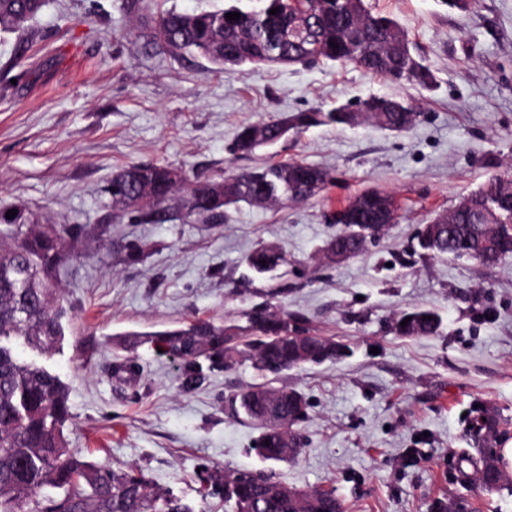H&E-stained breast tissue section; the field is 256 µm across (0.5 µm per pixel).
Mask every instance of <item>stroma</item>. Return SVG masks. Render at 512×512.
Segmentation results:
<instances>
[{
    "label": "stroma",
    "mask_w": 512,
    "mask_h": 512,
    "mask_svg": "<svg viewBox=\"0 0 512 512\" xmlns=\"http://www.w3.org/2000/svg\"><path fill=\"white\" fill-rule=\"evenodd\" d=\"M228 0H48L0 33V211L22 204L80 239L58 278L71 321L45 361L70 387L71 447L141 471L194 512H224L204 479L228 470L274 474L289 487L334 491L345 512H512V490L488 494L455 469L477 413L512 424V256L485 265L424 254L425 224L512 166V0H364L391 16L433 76L396 84L352 64L248 65L217 73L155 38L158 15ZM411 103L403 132L361 121L318 125L268 150L232 153L239 128L371 96ZM330 175L300 203L229 208L207 223L116 218L105 188L131 164L168 163L207 182L271 161ZM390 193L398 218L358 256H324L333 215L368 188ZM280 247L287 266L256 278L246 256ZM271 305L303 316L349 356L277 375L251 359L192 367L131 334L198 320L248 327ZM436 309L439 334L405 337L394 318ZM308 400L289 462L263 460L257 427L235 395L261 383Z\"/></svg>",
    "instance_id": "35a3bbf8"
}]
</instances>
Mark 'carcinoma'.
Returning a JSON list of instances; mask_svg holds the SVG:
<instances>
[{
    "mask_svg": "<svg viewBox=\"0 0 512 512\" xmlns=\"http://www.w3.org/2000/svg\"><path fill=\"white\" fill-rule=\"evenodd\" d=\"M47 0H0V30L16 31L38 16ZM277 9V14L269 10ZM236 12L237 20L225 15ZM317 20L314 35L297 42L286 39L298 16ZM157 38L174 53H196L215 69L245 64L272 65L273 48L293 55L292 64L326 60L350 63L365 72L395 82L426 86L429 69L413 54L407 34L396 21L366 9L364 0H231L223 9L200 12L168 11L156 22ZM403 114L393 108V99L370 97L360 107H336L294 113L286 118L248 123L241 127L234 152L250 155L257 151L254 130L264 126L273 131L284 126L298 135L318 124L353 125L363 119L389 131H403ZM177 168L167 164H132L112 176L107 193L112 208L132 210L145 224L163 220L176 207L188 214L217 221L224 210L241 202L256 207L301 202L315 196L307 191L312 180L325 186L328 175L322 169L298 161L275 162L218 181L186 186L184 176L174 177ZM512 186V176H494L464 197L466 210L448 211L451 225L439 226L437 242L419 241L422 250L435 257L473 258L494 264L512 254V240L498 238L493 224L474 221L481 199L503 186ZM364 210L354 218L343 207L336 211L337 224H367L389 206V194L378 189L361 192ZM0 512H194L171 492L154 489L133 468H113L88 461L81 451L67 446L64 428L70 420L69 390L61 377L36 360L20 357L17 347L25 346L41 355L60 350L69 325L67 309L57 296V275L67 261L73 242L65 239L68 228L52 225V218L25 207L8 219L0 212ZM248 266L265 274L287 263L275 246L251 252ZM406 325H401L405 318ZM441 316L430 309L403 312L394 322L400 336H433ZM251 337H226L224 329L207 321L147 334V340L163 354L186 364L200 357L219 355L231 367L248 354L261 371L278 374L303 367L294 355L289 331L304 335L313 357L311 364L336 360L323 354L329 345L339 352L347 346L314 336L303 327V319L284 311L263 307L249 313ZM279 394L276 409L282 427L296 439L293 426L306 415L308 402L297 391L283 387H254L239 394L248 419L260 429L257 450L263 459L279 462L280 438L277 426L254 417L245 399L254 393ZM488 425H471L470 436L477 443L476 454L460 456L459 463L472 468L468 475L484 491L504 485L484 482L480 470L500 463V444L512 436L500 419L485 416ZM275 481L271 474L259 479L245 474L230 475L224 482V503L231 512H290L298 505L271 497L262 484ZM306 512H343L342 502L331 491H313L305 502Z\"/></svg>",
    "mask_w": 512,
    "mask_h": 512,
    "instance_id": "1",
    "label": "carcinoma"
}]
</instances>
